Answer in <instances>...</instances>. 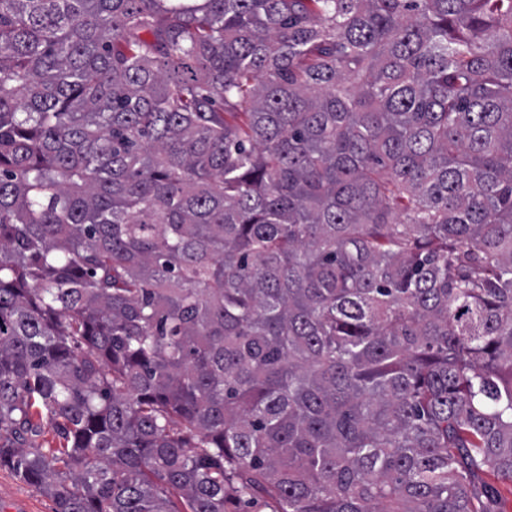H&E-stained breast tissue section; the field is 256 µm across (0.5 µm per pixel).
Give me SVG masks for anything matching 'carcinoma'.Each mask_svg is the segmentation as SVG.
<instances>
[{
	"label": "carcinoma",
	"instance_id": "carcinoma-1",
	"mask_svg": "<svg viewBox=\"0 0 512 512\" xmlns=\"http://www.w3.org/2000/svg\"><path fill=\"white\" fill-rule=\"evenodd\" d=\"M0 466L499 512L512 0H0Z\"/></svg>",
	"mask_w": 512,
	"mask_h": 512
}]
</instances>
